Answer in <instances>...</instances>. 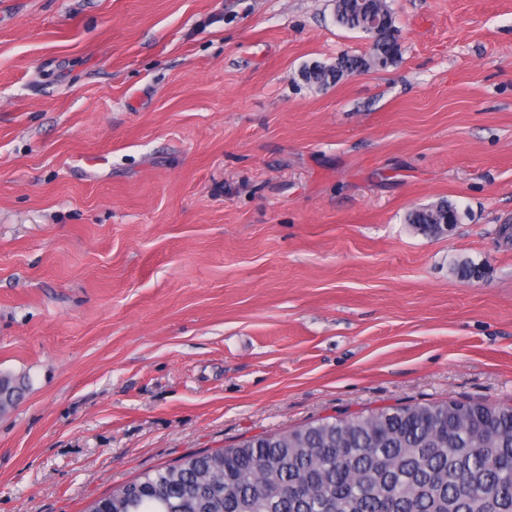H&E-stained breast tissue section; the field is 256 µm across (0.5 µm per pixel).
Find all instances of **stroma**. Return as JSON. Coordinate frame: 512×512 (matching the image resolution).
I'll return each mask as SVG.
<instances>
[{"instance_id":"stroma-1","label":"stroma","mask_w":512,"mask_h":512,"mask_svg":"<svg viewBox=\"0 0 512 512\" xmlns=\"http://www.w3.org/2000/svg\"><path fill=\"white\" fill-rule=\"evenodd\" d=\"M0 0V512L384 407L512 406V0ZM453 203L434 234L409 211ZM367 11V6H363L359 0H335L336 23L345 29L365 33ZM370 24L372 46L375 41L385 33L384 31L390 32L391 37L395 38L385 18L376 17ZM398 55L399 48L393 41L379 39L372 48L368 58H366V56L349 55L345 53L341 57H338L336 63L333 65H314L307 67L303 73V77L310 86L318 88L329 87L339 83L344 77L352 75L359 70L369 69L372 66H387L395 62Z\"/></svg>"}]
</instances>
